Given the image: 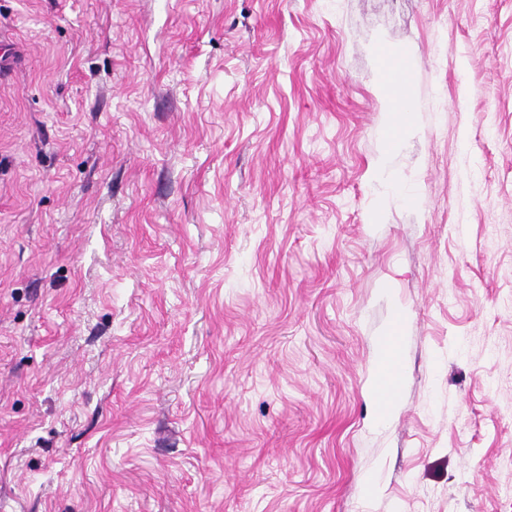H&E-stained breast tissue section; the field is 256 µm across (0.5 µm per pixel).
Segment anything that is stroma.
<instances>
[{
	"mask_svg": "<svg viewBox=\"0 0 512 512\" xmlns=\"http://www.w3.org/2000/svg\"><path fill=\"white\" fill-rule=\"evenodd\" d=\"M0 512H512V0H0ZM405 322L398 315L392 328L382 336L376 360L378 411L379 417L385 419L391 413L395 403V382L400 375L397 356V340L403 331Z\"/></svg>",
	"mask_w": 512,
	"mask_h": 512,
	"instance_id": "stroma-1",
	"label": "stroma"
}]
</instances>
